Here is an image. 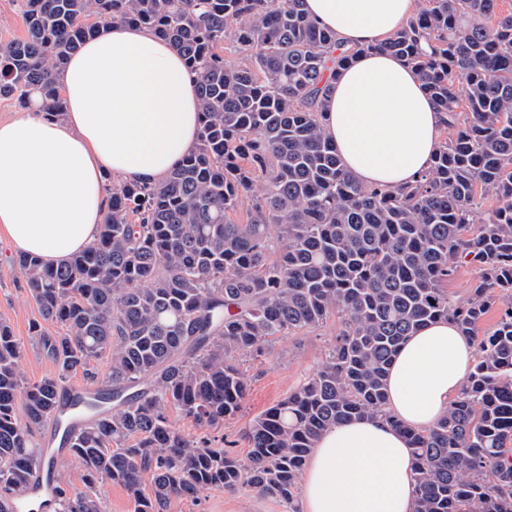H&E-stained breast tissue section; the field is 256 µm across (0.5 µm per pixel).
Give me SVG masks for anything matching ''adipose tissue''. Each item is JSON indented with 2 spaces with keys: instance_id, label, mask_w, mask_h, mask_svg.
Instances as JSON below:
<instances>
[{
  "instance_id": "ef3b65f1",
  "label": "adipose tissue",
  "mask_w": 512,
  "mask_h": 512,
  "mask_svg": "<svg viewBox=\"0 0 512 512\" xmlns=\"http://www.w3.org/2000/svg\"><path fill=\"white\" fill-rule=\"evenodd\" d=\"M417 0H306L346 47H360L331 84L324 131L364 186L397 188L427 170L442 115L417 72L382 45ZM57 81L65 112L0 120V241L58 264L90 246L106 211V178L158 183L191 152L199 102L182 58L150 30L106 23ZM474 361V342L448 320L400 347L387 376V417L351 419L319 440L302 478L303 512H413L416 470L406 429L447 414Z\"/></svg>"
}]
</instances>
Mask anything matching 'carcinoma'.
I'll return each instance as SVG.
<instances>
[{
	"instance_id": "cac0c4a2",
	"label": "carcinoma",
	"mask_w": 512,
	"mask_h": 512,
	"mask_svg": "<svg viewBox=\"0 0 512 512\" xmlns=\"http://www.w3.org/2000/svg\"><path fill=\"white\" fill-rule=\"evenodd\" d=\"M21 8L26 35L0 41L1 98L22 108L36 87L42 110L62 117L56 73L99 24L121 22L183 57L201 131L164 181L112 187L88 248L57 266L18 257L40 316L32 340L55 375L23 383L24 342L0 322V500L27 480L40 456L35 435L79 371L94 387L79 411L96 420L67 438L86 485L61 492L59 512H104L105 480L126 490L134 512L242 487L300 512L298 485L318 439L353 418L397 424L385 410L394 357L422 326L450 320L478 355L448 415L432 430H406L414 512H512V10L499 0H419L382 45L424 77L453 131L425 172L389 190L361 185L325 134L329 78L361 49L317 26L303 0ZM227 40L246 62L224 60ZM489 195L497 204L468 231L476 200ZM245 200L251 218L238 224L230 214ZM463 262L482 275L456 304L443 284ZM494 307L495 326L477 335ZM334 312L344 316L335 343L311 377L251 420L247 457L172 423L174 410L200 429L224 427L245 404L243 361Z\"/></svg>"
}]
</instances>
